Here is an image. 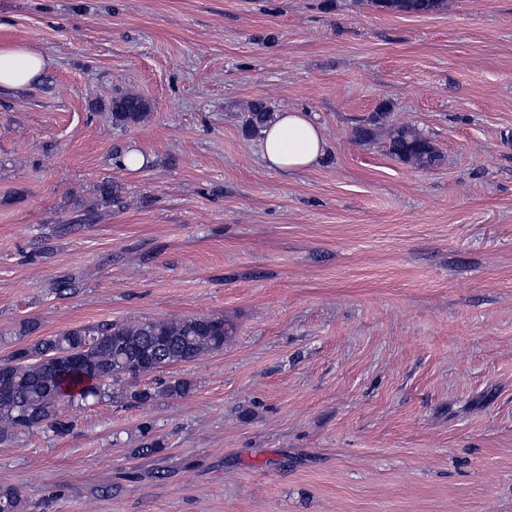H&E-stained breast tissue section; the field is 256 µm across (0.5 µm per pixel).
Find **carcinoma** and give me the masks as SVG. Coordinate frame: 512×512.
Segmentation results:
<instances>
[{
    "label": "carcinoma",
    "mask_w": 512,
    "mask_h": 512,
    "mask_svg": "<svg viewBox=\"0 0 512 512\" xmlns=\"http://www.w3.org/2000/svg\"><path fill=\"white\" fill-rule=\"evenodd\" d=\"M398 12L434 14L448 0H375ZM112 123L127 129L143 122L149 106L142 97L121 93L112 98ZM271 110L258 101L250 105L246 124L260 132L271 118ZM389 150L399 160L418 168L436 164L440 154L418 128L393 123ZM103 206L122 203L120 187L99 186ZM230 327L222 318L188 317L171 320L106 322L71 328L20 348L0 363V444L13 442L17 433L48 427L58 434L69 431L62 419V402L75 396L85 400L112 397V387L154 373L162 365L190 363L224 347ZM80 351L79 364H71V353ZM161 390L135 391L131 398L145 403L161 395L183 398L193 389L191 381L172 377L160 383ZM18 492L0 488V512H23Z\"/></svg>",
    "instance_id": "carcinoma-1"
}]
</instances>
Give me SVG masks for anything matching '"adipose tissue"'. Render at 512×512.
<instances>
[{"label":"adipose tissue","mask_w":512,"mask_h":512,"mask_svg":"<svg viewBox=\"0 0 512 512\" xmlns=\"http://www.w3.org/2000/svg\"><path fill=\"white\" fill-rule=\"evenodd\" d=\"M50 65L49 59L28 46L0 43V88L28 86ZM327 142L308 113L285 108L263 131L262 154L269 168L283 173L310 168L325 156Z\"/></svg>","instance_id":"adipose-tissue-1"}]
</instances>
